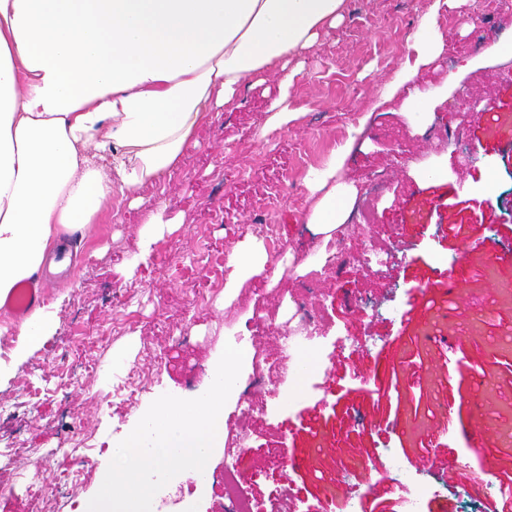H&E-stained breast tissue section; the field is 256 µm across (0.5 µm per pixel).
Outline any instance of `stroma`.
Returning <instances> with one entry per match:
<instances>
[{
  "label": "stroma",
  "instance_id": "1",
  "mask_svg": "<svg viewBox=\"0 0 512 512\" xmlns=\"http://www.w3.org/2000/svg\"><path fill=\"white\" fill-rule=\"evenodd\" d=\"M434 2L345 0L342 20L297 56L296 120L266 129L276 82L244 89L238 108L200 130L180 169L142 190L139 209L116 196L86 234H60L72 261L42 274L52 283L49 336L22 355L0 350V406L12 410L0 417V512H74L155 399L197 397L235 337L276 356L280 337L310 317L323 333V371L251 390L268 412L253 424L240 488L262 512H338V493L355 494L363 512L376 499L399 501L396 487L414 482L435 489L426 512H483L498 501L512 475V267L499 261L512 252V54L491 48L512 44V12L485 0ZM430 13L444 52L383 97L414 64L415 33ZM427 89L439 95L416 128L407 101ZM344 148L342 179L360 188L377 176L385 191L372 223L347 224L327 242L307 225L316 198L303 162ZM433 167L431 182L422 173ZM155 210L164 223L142 260L141 220ZM271 219L285 262L225 302L228 254ZM452 224L471 230L454 238ZM320 246L332 260L323 276L307 263ZM360 250L389 261L359 265ZM452 271L463 275L458 296L448 293ZM340 337L358 349H339ZM69 370L79 382L64 403L53 389ZM140 381L150 390L131 395ZM474 416L486 438L478 459ZM392 455L399 469L389 468ZM67 462L82 463L81 482L55 487ZM161 493L168 512L227 502L224 485L187 472Z\"/></svg>",
  "mask_w": 512,
  "mask_h": 512
}]
</instances>
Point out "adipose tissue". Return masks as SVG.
<instances>
[{
  "instance_id": "obj_1",
  "label": "adipose tissue",
  "mask_w": 512,
  "mask_h": 512,
  "mask_svg": "<svg viewBox=\"0 0 512 512\" xmlns=\"http://www.w3.org/2000/svg\"><path fill=\"white\" fill-rule=\"evenodd\" d=\"M344 0H0V305L37 278L63 231L87 229L113 195L170 174L213 112L246 83L278 79L268 126L288 107L293 55L342 17ZM416 64L445 49L433 17L415 34ZM332 153L307 186L314 233L342 231L356 189ZM249 238L228 256L227 291L261 274Z\"/></svg>"
}]
</instances>
